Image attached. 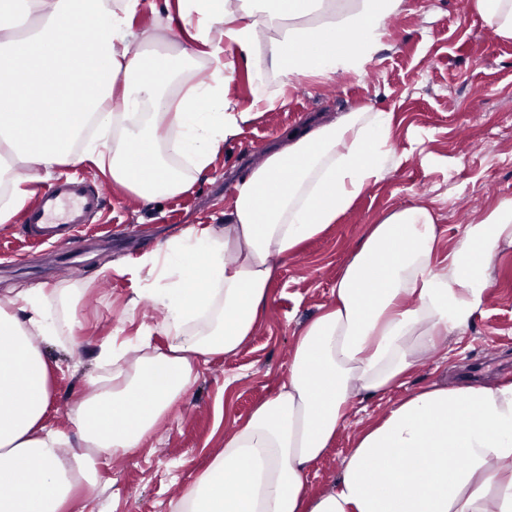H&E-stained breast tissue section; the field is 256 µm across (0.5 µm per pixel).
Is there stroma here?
<instances>
[{"instance_id":"stroma-1","label":"stroma","mask_w":512,"mask_h":512,"mask_svg":"<svg viewBox=\"0 0 512 512\" xmlns=\"http://www.w3.org/2000/svg\"><path fill=\"white\" fill-rule=\"evenodd\" d=\"M394 26L361 71L337 93L315 74L288 80L274 105L260 103L252 70L238 65L228 97L257 116L229 138L206 179L188 192L143 203L112 186L99 220L84 227L81 257L57 276L64 249L27 243L19 222L0 224V301L41 291L49 296L59 340L44 354L52 375L45 422L87 453L71 421L90 393L112 384L102 351L149 337L165 350L162 313L148 290L157 273L145 258L188 225L224 232V211L240 174L258 163L286 129L326 121L364 104L392 112L396 158L391 172L336 224L283 262L270 305L254 336L235 355L199 364L198 380L143 444L124 456L98 455L99 478L81 486L69 512H172L224 436L288 377L295 338L332 299L337 274L369 225L399 207L430 204L446 257L499 200L512 197V40L487 36L476 13L460 17L457 0H404ZM492 285L462 333L426 350L403 384L354 398L345 427L313 464L309 489L327 491L363 425L430 385L458 388L512 382V247L493 262Z\"/></svg>"}]
</instances>
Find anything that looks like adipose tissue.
I'll return each instance as SVG.
<instances>
[{
	"instance_id": "obj_1",
	"label": "adipose tissue",
	"mask_w": 512,
	"mask_h": 512,
	"mask_svg": "<svg viewBox=\"0 0 512 512\" xmlns=\"http://www.w3.org/2000/svg\"><path fill=\"white\" fill-rule=\"evenodd\" d=\"M0 15V224L26 206L29 183L57 166L88 162L152 202L186 193L203 178L228 137L254 119L228 98L235 50L250 60L260 27L295 25L272 43L253 73L274 102L272 81L315 72H355L377 51L386 19L403 0H360L337 12L333 0H176L170 36L191 46L156 50L136 31L143 0H8ZM317 23H305L308 15ZM94 40L74 54L84 27ZM205 47L208 72L164 83L175 57ZM29 99L26 110L18 100ZM111 115L114 136L85 139L92 117ZM393 113L361 107L329 124L286 130L265 161L246 171L224 213V233L188 226L150 258L154 301L163 312L166 352L127 341L126 369L112 388L79 405L73 423L97 451L130 453L197 381L198 362L230 356L265 314L280 264L322 234L392 170ZM187 163L159 160L158 146ZM439 230L426 204L397 209L370 225L336 278L334 302L306 322L288 378L193 480L174 512H512V382L495 387L430 386L364 430L333 487L308 491L312 465L332 447L349 401L405 378L416 348L464 331L492 284L491 265L512 245V198L500 200L438 260ZM51 300L0 305V512H67L74 489L94 484L97 461L68 455L70 438L44 422L50 366L42 344L57 335Z\"/></svg>"
}]
</instances>
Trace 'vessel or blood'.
Here are the masks:
<instances>
[{
    "instance_id": "b4317fda",
    "label": "vessel or blood",
    "mask_w": 512,
    "mask_h": 512,
    "mask_svg": "<svg viewBox=\"0 0 512 512\" xmlns=\"http://www.w3.org/2000/svg\"><path fill=\"white\" fill-rule=\"evenodd\" d=\"M106 200L107 190L100 183L58 179L23 211L25 238L38 246L54 239L76 242L82 226L104 210Z\"/></svg>"
}]
</instances>
